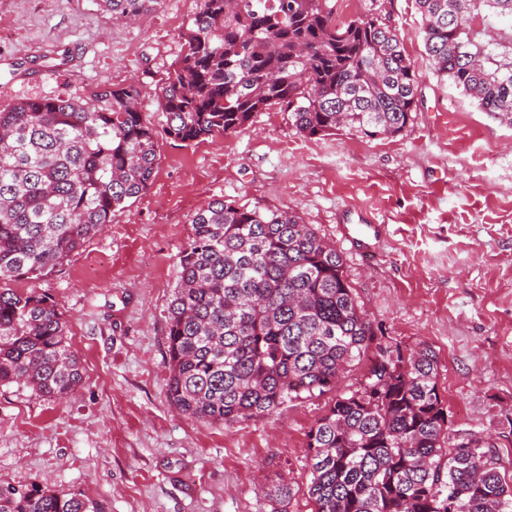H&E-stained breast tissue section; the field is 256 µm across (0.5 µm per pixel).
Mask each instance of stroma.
Wrapping results in <instances>:
<instances>
[{
    "label": "stroma",
    "instance_id": "obj_1",
    "mask_svg": "<svg viewBox=\"0 0 512 512\" xmlns=\"http://www.w3.org/2000/svg\"><path fill=\"white\" fill-rule=\"evenodd\" d=\"M197 0L123 23L98 0H0V109L141 83L158 132L148 190L49 275L83 382L68 400L0 386V483L82 493L106 512H312L307 433L332 397L224 427L169 402L166 327L192 216L216 199L293 210L341 252L378 339L431 347L451 442L485 439L512 483V126L435 75L414 0H358L403 38L418 107L396 137H306L287 112L184 144L158 90ZM290 499L272 500L280 484Z\"/></svg>",
    "mask_w": 512,
    "mask_h": 512
}]
</instances>
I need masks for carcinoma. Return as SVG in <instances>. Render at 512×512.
<instances>
[{
    "instance_id": "obj_1",
    "label": "carcinoma",
    "mask_w": 512,
    "mask_h": 512,
    "mask_svg": "<svg viewBox=\"0 0 512 512\" xmlns=\"http://www.w3.org/2000/svg\"><path fill=\"white\" fill-rule=\"evenodd\" d=\"M131 21L161 0H102ZM438 77L512 125V0H415ZM330 0H198L161 90L165 135L233 133L277 106L297 132L394 137L417 109L403 39L379 15L338 25ZM140 83L0 109V386L53 400L82 382L58 304L38 280L152 183L156 131ZM168 308L167 395L228 426L336 389L307 434L313 512H512V485L478 440L448 446L440 361L377 341L336 246L292 211L215 200L191 219ZM0 512H104L84 494L0 485Z\"/></svg>"
}]
</instances>
